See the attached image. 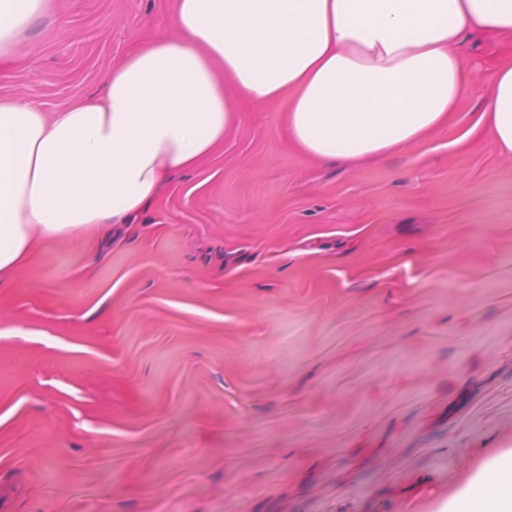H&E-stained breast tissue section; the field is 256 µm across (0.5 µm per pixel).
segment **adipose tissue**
Listing matches in <instances>:
<instances>
[{
    "instance_id": "adipose-tissue-1",
    "label": "adipose tissue",
    "mask_w": 512,
    "mask_h": 512,
    "mask_svg": "<svg viewBox=\"0 0 512 512\" xmlns=\"http://www.w3.org/2000/svg\"><path fill=\"white\" fill-rule=\"evenodd\" d=\"M53 0H0V73ZM169 37L138 41L102 95L47 114L0 99V288L41 247L133 223L224 146L249 101L320 161L382 157L446 126L466 88L465 33L512 35V0H177ZM479 126L512 155V57ZM443 512H512V458Z\"/></svg>"
}]
</instances>
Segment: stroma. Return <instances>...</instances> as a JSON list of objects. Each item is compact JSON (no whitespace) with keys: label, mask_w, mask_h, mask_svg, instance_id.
<instances>
[{"label":"stroma","mask_w":512,"mask_h":512,"mask_svg":"<svg viewBox=\"0 0 512 512\" xmlns=\"http://www.w3.org/2000/svg\"><path fill=\"white\" fill-rule=\"evenodd\" d=\"M176 0H55L0 98L103 91ZM448 126L351 165L245 105L135 224L0 288V512H436L512 451V156Z\"/></svg>","instance_id":"stroma-1"}]
</instances>
